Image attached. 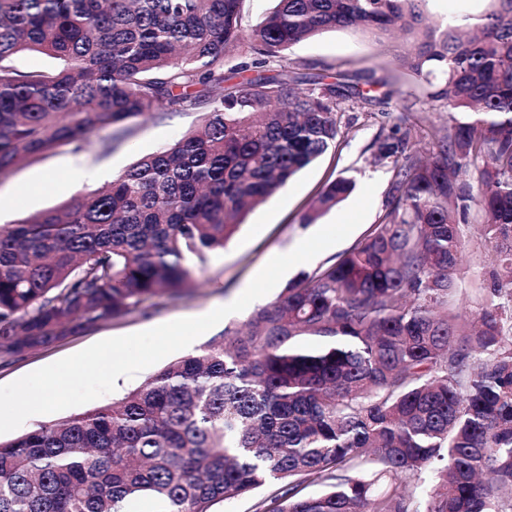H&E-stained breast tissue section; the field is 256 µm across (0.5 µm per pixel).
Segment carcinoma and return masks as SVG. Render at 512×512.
Masks as SVG:
<instances>
[{
    "mask_svg": "<svg viewBox=\"0 0 512 512\" xmlns=\"http://www.w3.org/2000/svg\"><path fill=\"white\" fill-rule=\"evenodd\" d=\"M0 0V177L146 114L201 124L62 206L0 225V367L191 286L241 218L341 137L347 75L294 45L353 29L444 76L448 131L424 158L392 125L379 222L119 400L0 441V512H512V0L431 26L426 0ZM245 43L254 55L224 74ZM57 61L23 71L19 54ZM355 188L330 181L312 224ZM481 214L482 295L458 306L460 222ZM311 484L323 490L307 494ZM273 7L271 0H243L240 13V26L246 32L258 18ZM272 490L271 486L262 487L251 494L217 502L211 508L213 512H256V504Z\"/></svg>",
    "mask_w": 512,
    "mask_h": 512,
    "instance_id": "carcinoma-1",
    "label": "carcinoma"
}]
</instances>
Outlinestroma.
<instances>
[{
  "instance_id": "obj_1",
  "label": "stroma",
  "mask_w": 512,
  "mask_h": 512,
  "mask_svg": "<svg viewBox=\"0 0 512 512\" xmlns=\"http://www.w3.org/2000/svg\"><path fill=\"white\" fill-rule=\"evenodd\" d=\"M491 8V0L428 2L430 18L437 24L453 20L465 25ZM288 61L304 73L318 72L324 65L338 66L348 72L350 84L364 93L363 101L341 112L343 136L336 148L299 173L265 203L247 213L224 248L213 253L205 265L196 268L191 288L173 297L157 298L144 310L112 318L25 354L13 364L0 367V386L75 354L97 341L148 330L179 318L195 317L240 294L273 256L282 254L293 243L310 236L318 226L326 225L344 211L345 206L340 203L322 215L317 224L301 222L303 214L325 184L335 178H352L360 187L374 181L378 187L366 219L345 240L322 253V260H330L349 250L378 222L389 199L392 173L386 166L373 165L372 145L382 132L388 131L398 117L404 115L416 125V148L432 150L439 130L448 124V114L443 108L437 106L430 110L426 107L428 93L441 87V79L426 82L395 68L389 62L384 45L352 30L328 31L296 44L288 53ZM392 88L401 90V98L391 100L389 105H381L383 94ZM201 118L198 112H183L166 118H141L124 140L107 146L96 140L79 152L64 145L46 159L14 169L5 178H0V199L6 202L5 207L0 208V225L21 221L79 196L80 188L73 186L65 177L72 167L100 168L111 175H119L141 155L154 152L196 128ZM50 171L57 173V180L42 183V176ZM33 185L37 186V193L18 197V190ZM480 223V215L473 213L464 226L472 246L462 257L459 297L467 304L478 297L476 270L487 251L480 240Z\"/></svg>"
}]
</instances>
